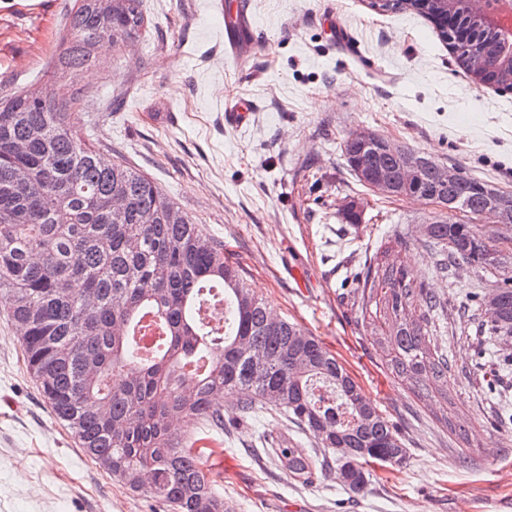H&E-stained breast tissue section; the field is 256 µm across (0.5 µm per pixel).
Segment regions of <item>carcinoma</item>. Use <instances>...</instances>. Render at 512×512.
I'll list each match as a JSON object with an SVG mask.
<instances>
[{
  "label": "carcinoma",
  "instance_id": "obj_1",
  "mask_svg": "<svg viewBox=\"0 0 512 512\" xmlns=\"http://www.w3.org/2000/svg\"><path fill=\"white\" fill-rule=\"evenodd\" d=\"M473 33L452 37L435 21L437 6L381 0L382 11L420 10L450 41L457 60L478 53L480 81L512 88V63L500 35L452 0ZM142 0H79L68 15L65 71L92 63L104 39L122 45L143 23ZM78 93L55 98L24 90L0 97V297L21 331L29 373L80 448L129 490L166 512H234L214 488L203 438L174 430L196 418L224 432V398L247 413L258 404L284 412L315 446L271 441L294 480L317 468L334 472L353 494L367 490L375 464H400L406 446L380 410L324 343L297 322L279 318L246 285L238 266L150 178L86 143L73 115ZM378 151L387 178L397 161ZM433 161L416 188L444 195L463 212L421 224L414 242L441 260L465 262L490 283L475 296L493 343L512 342V251L496 254L512 223H484L494 201L479 178L460 174L443 185ZM376 253L364 273L359 309L373 341L388 350L387 373L419 398L448 399V357L430 336L441 301ZM226 305V325L202 311ZM152 314L164 328L159 353L144 357L137 333Z\"/></svg>",
  "mask_w": 512,
  "mask_h": 512
}]
</instances>
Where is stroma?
<instances>
[{
    "label": "stroma",
    "mask_w": 512,
    "mask_h": 512,
    "mask_svg": "<svg viewBox=\"0 0 512 512\" xmlns=\"http://www.w3.org/2000/svg\"><path fill=\"white\" fill-rule=\"evenodd\" d=\"M222 0H143L127 47L100 42L68 78L54 56L76 0H0V96L81 92L90 143L155 181L223 242L255 294L317 336L375 399L404 439L402 464L375 467L364 494L333 474L292 481L263 437L304 441L286 417L239 416L225 399L216 489L236 512H512V369L501 370L467 299L484 278L466 265L441 274L409 246L413 277L448 303L433 330L458 380L447 401L419 400L394 382L385 350L359 324L354 287L376 250L413 238L433 208L368 191L340 145L367 129L512 193V90L476 83L417 13L371 0H249L258 41L224 55ZM348 30L351 54L332 36ZM252 100L249 126L224 122ZM473 434L439 427L445 408ZM0 512H164L83 454L24 364L19 331L0 305Z\"/></svg>",
    "instance_id": "stroma-1"
}]
</instances>
